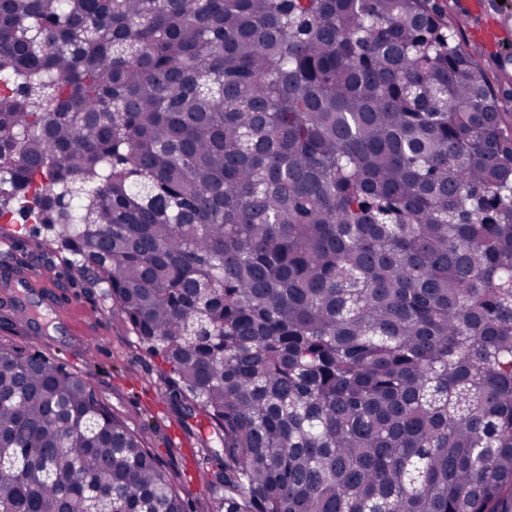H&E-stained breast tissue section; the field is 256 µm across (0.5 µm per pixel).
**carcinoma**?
I'll list each match as a JSON object with an SVG mask.
<instances>
[{
    "label": "carcinoma",
    "mask_w": 512,
    "mask_h": 512,
    "mask_svg": "<svg viewBox=\"0 0 512 512\" xmlns=\"http://www.w3.org/2000/svg\"><path fill=\"white\" fill-rule=\"evenodd\" d=\"M0 223L217 441L206 512H512V113L430 0H0ZM0 512H190L0 340Z\"/></svg>",
    "instance_id": "1"
}]
</instances>
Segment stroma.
<instances>
[{
	"label": "stroma",
	"instance_id": "stroma-1",
	"mask_svg": "<svg viewBox=\"0 0 512 512\" xmlns=\"http://www.w3.org/2000/svg\"><path fill=\"white\" fill-rule=\"evenodd\" d=\"M449 21L459 22L460 38L501 86L500 105L512 112V0H487L482 14L460 23L466 0H433ZM21 246H0V338L64 363L85 378L111 410L140 431L147 445L178 476L177 485L193 507L210 496L200 480L203 447L188 437L181 416L166 397L167 377L158 357L152 356L130 333L112 301L88 273L67 269L66 253L57 249L50 232L29 225L10 231ZM48 270L47 281L61 302L50 327L16 326L7 305L14 294L6 275L32 267Z\"/></svg>",
	"mask_w": 512,
	"mask_h": 512
}]
</instances>
